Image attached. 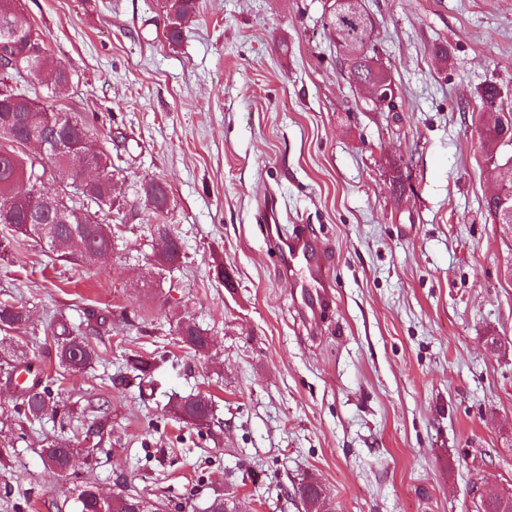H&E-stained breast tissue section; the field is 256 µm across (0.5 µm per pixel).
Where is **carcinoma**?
<instances>
[{"label":"carcinoma","instance_id":"obj_1","mask_svg":"<svg viewBox=\"0 0 512 512\" xmlns=\"http://www.w3.org/2000/svg\"><path fill=\"white\" fill-rule=\"evenodd\" d=\"M158 5L167 21L164 37L171 44L180 43L183 21L196 12L197 0H158ZM326 25L335 31L340 45L357 49L356 55L346 58L349 78L374 85L392 84L391 73L370 55L374 22L362 9L360 0H345L334 8ZM70 80L69 69L54 58L43 33L21 12L19 0H0V125L9 127L7 131L0 129V224L8 225L13 231L0 237L1 259L13 250L18 236L38 234L37 226L41 224L49 226L45 237L57 240L56 250L62 258L92 263L99 254L112 250L110 220L116 203L112 156L104 150L89 156L88 161L102 169V177L78 187L75 185L78 160L69 159V153L57 156L47 167L40 155L23 152L30 130L45 139L66 142L73 149L90 140L86 123L80 117L69 112H50L26 90L30 82L63 88ZM485 128L481 148L490 160L501 138L512 140V108L504 113L497 107L488 113ZM46 176L58 184L59 191L33 194L35 185ZM140 200L152 213H164L169 205L167 186L154 181L142 183ZM154 234L171 240V246L154 257L156 265L165 269L179 260L180 246L165 224L155 225ZM26 321L24 307L0 303L1 332L16 330ZM176 331L185 348L201 357L205 355L207 336L197 327L183 321L177 324ZM52 335L56 341L55 357L62 368L81 373L96 360L94 349L67 324L53 328ZM127 364L144 378L153 369L150 359L141 355H129ZM23 374L27 379L19 386L18 403L12 412L0 413L2 424L15 418L38 419L55 411L51 401L53 381L36 360L24 351L0 355L3 384L16 381ZM173 413L186 423L200 425L211 418V402L202 396H184L173 405ZM76 451L78 445L73 440L55 439L42 449L44 464L54 474L63 472ZM294 494L309 512L320 508L318 483L302 482ZM75 509L76 512H152V505L132 493L85 486L78 491Z\"/></svg>","mask_w":512,"mask_h":512}]
</instances>
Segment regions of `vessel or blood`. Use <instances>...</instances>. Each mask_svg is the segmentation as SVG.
<instances>
[{
    "label": "vessel or blood",
    "mask_w": 512,
    "mask_h": 512,
    "mask_svg": "<svg viewBox=\"0 0 512 512\" xmlns=\"http://www.w3.org/2000/svg\"><path fill=\"white\" fill-rule=\"evenodd\" d=\"M266 236L277 251L281 270L293 280V302L306 318H313L332 302L333 286L320 241L306 234H286L274 200H267L261 211Z\"/></svg>",
    "instance_id": "b4317fda"
}]
</instances>
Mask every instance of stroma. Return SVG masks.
<instances>
[{"instance_id":"obj_1","label":"stroma","mask_w":512,"mask_h":512,"mask_svg":"<svg viewBox=\"0 0 512 512\" xmlns=\"http://www.w3.org/2000/svg\"><path fill=\"white\" fill-rule=\"evenodd\" d=\"M334 0H198L179 44L156 0H20L73 74L28 90L82 116L122 155L112 251L86 267L21 238L0 260L13 337L71 418L5 427L0 512H73L78 489L140 495L161 512H478L471 489L512 490V228L484 201L493 168L476 114L486 84L512 105V0H361L398 109L375 112L326 25ZM448 49L447 61L434 54ZM169 190L163 215L138 188ZM322 238L331 306L303 322L258 221ZM181 244L159 270L155 224ZM107 315L92 328L89 311ZM64 317L97 349L75 375L51 354ZM187 321L211 336L184 349ZM156 359L116 387L128 354ZM202 395L209 425L173 403ZM82 445L66 475L41 448ZM27 321L24 307L0 303V331L10 332L19 329ZM189 324L190 323L186 321L178 323L176 326L177 334L185 348L189 349L195 355L202 357L207 352L208 336H205L195 325H193V327ZM182 329H185L184 334L181 331Z\"/></svg>"}]
</instances>
